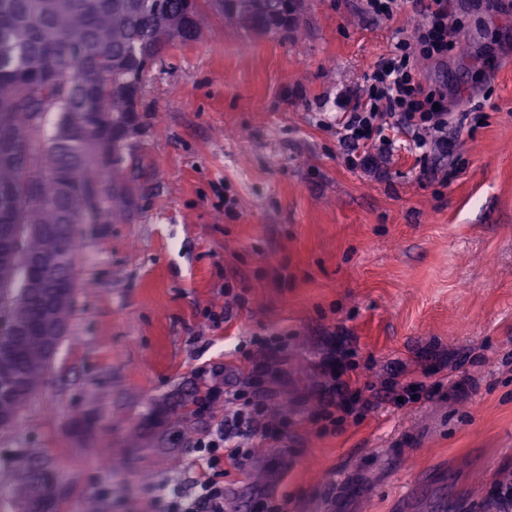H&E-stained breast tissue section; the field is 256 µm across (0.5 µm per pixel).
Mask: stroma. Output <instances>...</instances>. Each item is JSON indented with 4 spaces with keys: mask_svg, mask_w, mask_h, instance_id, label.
I'll return each mask as SVG.
<instances>
[{
    "mask_svg": "<svg viewBox=\"0 0 512 512\" xmlns=\"http://www.w3.org/2000/svg\"><path fill=\"white\" fill-rule=\"evenodd\" d=\"M201 35L149 71L125 171L130 216L80 227L79 291L46 385L0 460L47 463L56 512H156L190 488L194 446L224 415L196 412L225 389L254 335L293 346L265 387L293 419L233 488L270 485L288 512H398L422 474L434 493L414 512H496L512 481V0H466L447 62L419 61L473 113L442 182L409 148L375 172L349 169L336 102L363 89L405 6L377 22L359 0H300L295 31L252 34L202 0ZM356 353L369 410L333 434L308 420L322 361ZM427 370L418 400L395 401Z\"/></svg>",
    "mask_w": 512,
    "mask_h": 512,
    "instance_id": "35a3bbf8",
    "label": "stroma"
}]
</instances>
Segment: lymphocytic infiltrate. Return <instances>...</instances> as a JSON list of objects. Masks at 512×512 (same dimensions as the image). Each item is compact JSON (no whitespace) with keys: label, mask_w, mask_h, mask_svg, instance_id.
<instances>
[{"label":"lymphocytic infiltrate","mask_w":512,"mask_h":512,"mask_svg":"<svg viewBox=\"0 0 512 512\" xmlns=\"http://www.w3.org/2000/svg\"><path fill=\"white\" fill-rule=\"evenodd\" d=\"M424 22L413 32L397 31L387 57L378 61L367 79L366 89L340 103L336 134L347 150V163L366 171L378 170L389 158L399 138H407L411 150L421 158L448 157L449 126L463 121L448 105V92L426 81L417 69L419 60H446L459 41L454 18V0H415ZM261 364H240L236 390L221 394L206 388L196 405L223 399L229 410L207 441L199 445L202 476L196 491L172 492L157 498V512H225L224 481L244 472L262 448H274L288 434V417L273 410L268 393L259 391L265 379L279 372L288 357V336L272 333L252 339ZM325 382L318 391L319 407L313 415L321 432H335L342 419L337 396L349 384L337 380L336 371L323 367Z\"/></svg>","instance_id":"1"}]
</instances>
